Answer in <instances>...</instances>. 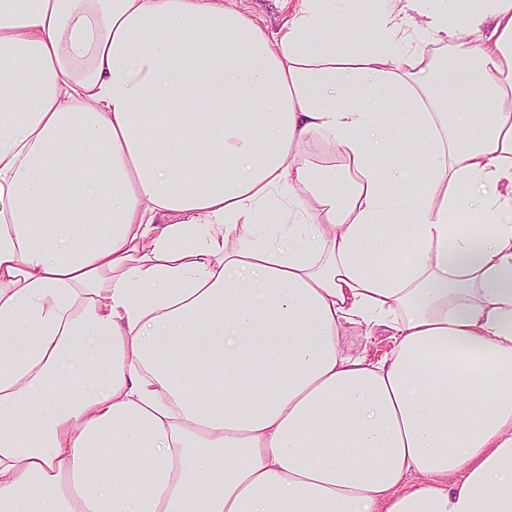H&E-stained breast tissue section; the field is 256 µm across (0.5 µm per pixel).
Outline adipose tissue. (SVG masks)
I'll return each mask as SVG.
<instances>
[{
  "label": "adipose tissue",
  "instance_id": "obj_1",
  "mask_svg": "<svg viewBox=\"0 0 512 512\" xmlns=\"http://www.w3.org/2000/svg\"><path fill=\"white\" fill-rule=\"evenodd\" d=\"M399 2L0 0V512H512V0ZM224 6L230 5L247 13L259 25L276 31L289 16L296 4V0H222ZM308 156L312 162V167L316 172H322L325 166H336V173L343 169L345 163L344 155L341 150L332 147L324 139L314 140L308 147ZM361 330L350 326L343 342L347 349L355 353H364L370 359L376 360L392 348V340L385 331H377L372 336H363Z\"/></svg>",
  "mask_w": 512,
  "mask_h": 512
}]
</instances>
